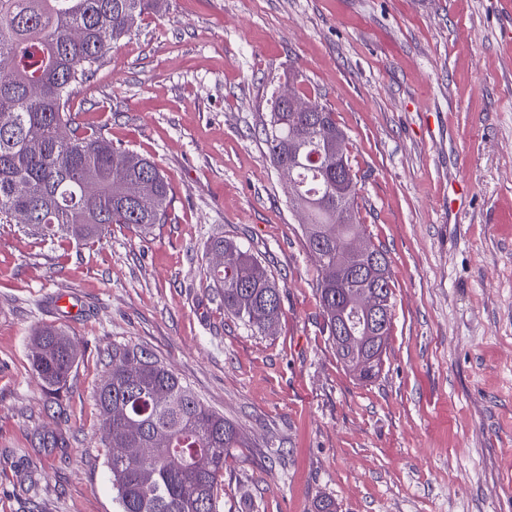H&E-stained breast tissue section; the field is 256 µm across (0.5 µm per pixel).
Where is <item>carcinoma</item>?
Here are the masks:
<instances>
[{
  "label": "carcinoma",
  "instance_id": "obj_1",
  "mask_svg": "<svg viewBox=\"0 0 512 512\" xmlns=\"http://www.w3.org/2000/svg\"><path fill=\"white\" fill-rule=\"evenodd\" d=\"M158 0H0V223L31 224L48 237L78 243L98 239L110 224L148 230L166 221L167 182L150 159L80 129L71 114L74 86L88 81L106 54L131 35ZM288 112L271 102L262 134L273 166L288 169L305 210V243L319 263L317 292L336 354L359 380L381 371L391 322L346 343L339 321L358 298L393 308L389 258L372 244L355 257L362 237L357 178L340 154L348 140L334 112ZM154 194L138 196L142 184ZM208 267L224 310L264 332L282 311L281 289L250 247L222 237ZM31 358L43 388L60 393L79 351L65 332L45 327ZM108 376L97 393L108 447L107 467L117 512H219L216 495L224 459L246 447L237 425L211 410L148 350L114 345ZM114 448H147V458ZM207 459L204 469L195 458Z\"/></svg>",
  "mask_w": 512,
  "mask_h": 512
}]
</instances>
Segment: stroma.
Wrapping results in <instances>:
<instances>
[{
    "label": "stroma",
    "instance_id": "obj_1",
    "mask_svg": "<svg viewBox=\"0 0 512 512\" xmlns=\"http://www.w3.org/2000/svg\"><path fill=\"white\" fill-rule=\"evenodd\" d=\"M290 85L346 132L359 220L390 261L369 382L328 339L260 133ZM71 107L153 160L171 206L84 246L0 224V512H116L96 406L116 344L241 429L220 512H512V0H163ZM217 237L281 286L270 330L210 288ZM45 326L80 351L56 400L31 367Z\"/></svg>",
    "mask_w": 512,
    "mask_h": 512
}]
</instances>
